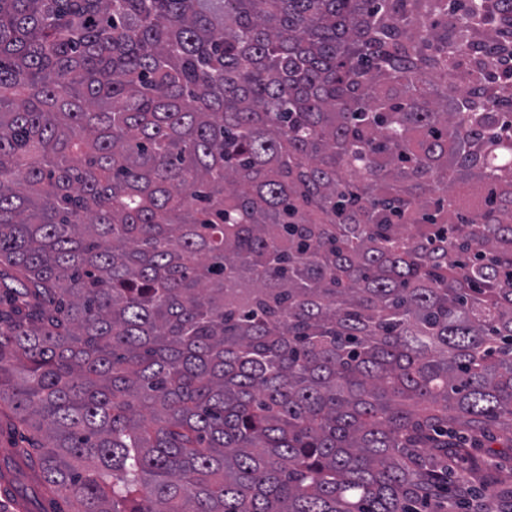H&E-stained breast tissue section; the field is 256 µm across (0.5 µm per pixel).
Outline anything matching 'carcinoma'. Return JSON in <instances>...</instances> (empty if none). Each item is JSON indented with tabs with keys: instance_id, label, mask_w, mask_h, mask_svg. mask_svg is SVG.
Here are the masks:
<instances>
[{
	"instance_id": "obj_1",
	"label": "carcinoma",
	"mask_w": 512,
	"mask_h": 512,
	"mask_svg": "<svg viewBox=\"0 0 512 512\" xmlns=\"http://www.w3.org/2000/svg\"><path fill=\"white\" fill-rule=\"evenodd\" d=\"M510 59L512 0H0L5 496L512 512Z\"/></svg>"
}]
</instances>
